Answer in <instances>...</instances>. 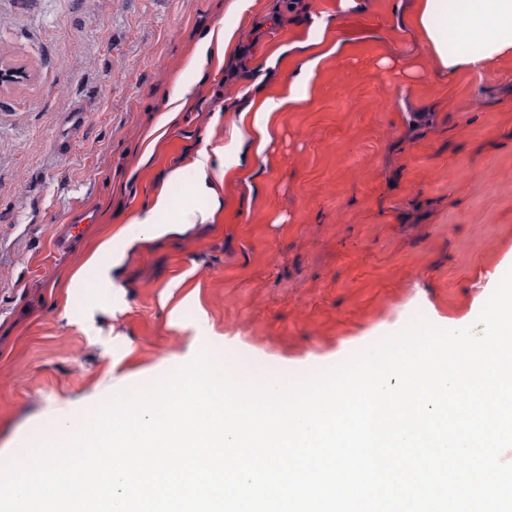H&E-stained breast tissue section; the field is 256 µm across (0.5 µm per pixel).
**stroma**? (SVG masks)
I'll return each instance as SVG.
<instances>
[{"instance_id": "35a3bbf8", "label": "stroma", "mask_w": 512, "mask_h": 512, "mask_svg": "<svg viewBox=\"0 0 512 512\" xmlns=\"http://www.w3.org/2000/svg\"><path fill=\"white\" fill-rule=\"evenodd\" d=\"M0 0V459L156 386L205 353L295 378L419 317L477 320L512 259V58L440 75L412 0ZM326 28L315 26V19ZM233 30L175 123L158 120L196 44ZM341 44L265 152L241 112L287 94L298 45ZM239 144L211 224L138 245L154 192L192 198L201 146ZM93 224L53 248L84 206ZM117 251L112 287L72 288ZM111 258L109 259V257ZM89 262H93L94 265H100V274L104 276L103 283L106 288L112 286L110 280V273L112 271V239L103 240L97 244L92 251Z\"/></svg>"}]
</instances>
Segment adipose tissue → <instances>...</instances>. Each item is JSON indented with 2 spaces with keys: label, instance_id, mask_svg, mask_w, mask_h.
<instances>
[{
  "label": "adipose tissue",
  "instance_id": "obj_1",
  "mask_svg": "<svg viewBox=\"0 0 512 512\" xmlns=\"http://www.w3.org/2000/svg\"><path fill=\"white\" fill-rule=\"evenodd\" d=\"M414 3L413 23L437 61L440 73L452 76L462 70L490 72L503 58L512 56V0H414ZM232 38V31L222 28L211 31L198 42L190 75L175 85L161 124L176 120L202 78L208 58ZM328 56L325 50L308 52L293 79V93L269 95L261 100L254 115V124L261 133L258 150H265L270 141V126L279 112L296 103L298 94H312L314 75ZM237 151L238 144L234 141L215 153L206 147L198 149L192 160L198 175L193 203L182 208L176 220L166 223L162 217L171 208L170 198L165 191L155 192L122 229L126 242L177 235L192 225L215 220L222 201L214 183L223 179L226 167L234 165Z\"/></svg>",
  "mask_w": 512,
  "mask_h": 512
}]
</instances>
